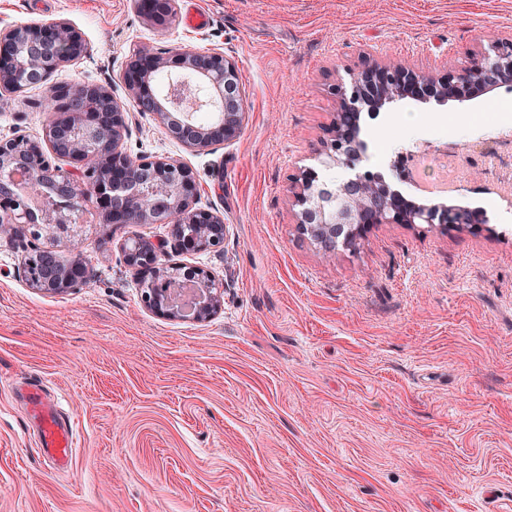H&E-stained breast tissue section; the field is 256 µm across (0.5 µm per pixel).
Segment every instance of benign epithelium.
Masks as SVG:
<instances>
[{
  "label": "benign epithelium",
  "instance_id": "obj_1",
  "mask_svg": "<svg viewBox=\"0 0 512 512\" xmlns=\"http://www.w3.org/2000/svg\"><path fill=\"white\" fill-rule=\"evenodd\" d=\"M174 0H138L140 13L163 26L173 15ZM86 44L69 23L56 21L0 31V88L26 89L33 80L46 81L65 63L82 56ZM171 78L168 106L158 103L154 92L157 75ZM127 95L140 110L173 129L195 151L216 143L230 145L242 133L246 112L244 78L236 63L222 51L206 54L192 49L170 53L140 51L123 72ZM512 83V33L492 36L487 45L469 53L468 61L437 76L397 60L368 59L349 73V85H336L339 107L322 141L323 165L351 170L362 158L354 130L363 111L378 112L396 100L429 97L439 102L465 101L476 91ZM49 96L54 117L46 138L63 133L64 150L46 153L23 135L0 140V223L16 224L32 237L46 240L37 256H48L44 266L24 267L29 287L62 294L85 285L91 273L79 256L58 260V247L83 236L84 202L93 196L103 223L172 226L174 248L208 250L224 244L223 217L197 207L198 184L193 170L174 159L133 158L123 150L130 134L123 103L97 84H52ZM220 106L213 123L200 125L197 112ZM182 114L176 123L172 112ZM23 165L28 182L51 181L55 194L65 200V211L31 221L26 203L14 197L12 176ZM319 176L306 169L289 185L301 230L321 247L332 249L342 226L348 228L347 245L356 247L373 224H437L442 228L469 224L478 230L486 223L478 211L457 205L420 206L407 202L386 185L358 173L328 196L321 194ZM165 245L135 238L123 246L125 262L142 282L145 306L160 315L176 318L183 308L172 295L190 284L200 293L193 318L206 321L224 305V285L209 271H182L177 264L160 263Z\"/></svg>",
  "mask_w": 512,
  "mask_h": 512
}]
</instances>
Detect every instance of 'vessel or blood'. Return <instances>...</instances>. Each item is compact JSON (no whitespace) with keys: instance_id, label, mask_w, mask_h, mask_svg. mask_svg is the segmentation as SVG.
Wrapping results in <instances>:
<instances>
[{"instance_id":"b4317fda","label":"vessel or blood","mask_w":512,"mask_h":512,"mask_svg":"<svg viewBox=\"0 0 512 512\" xmlns=\"http://www.w3.org/2000/svg\"><path fill=\"white\" fill-rule=\"evenodd\" d=\"M30 414L39 427L40 449L50 463L59 469L73 461L74 433L64 425L53 402L46 399L41 388H33L29 396Z\"/></svg>"}]
</instances>
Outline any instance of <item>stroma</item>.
I'll use <instances>...</instances> for the list:
<instances>
[{
    "mask_svg": "<svg viewBox=\"0 0 512 512\" xmlns=\"http://www.w3.org/2000/svg\"><path fill=\"white\" fill-rule=\"evenodd\" d=\"M208 22L187 26L188 4ZM57 20L87 52L57 70L126 102L134 49L224 50L244 76L241 137L196 152L128 105L130 155L196 175L223 216V247L166 260L224 283L211 320L144 307L124 260L167 224H103L63 248L94 271L72 292L27 285V233L0 232V512H498L512 503V211L481 230L375 224L356 249L324 252L288 186L319 168L334 87L365 57L441 75L484 37L512 32V0H176L166 26L135 0H0V28ZM512 84L469 100L406 98L361 114L355 171L383 174L406 149L492 134ZM46 84L0 91V139L42 141ZM432 131L442 140H429ZM352 171V172H355ZM351 171L323 172L343 181ZM72 424L67 471L41 456L21 395L32 373Z\"/></svg>",
    "mask_w": 512,
    "mask_h": 512,
    "instance_id": "stroma-1",
    "label": "stroma"
}]
</instances>
